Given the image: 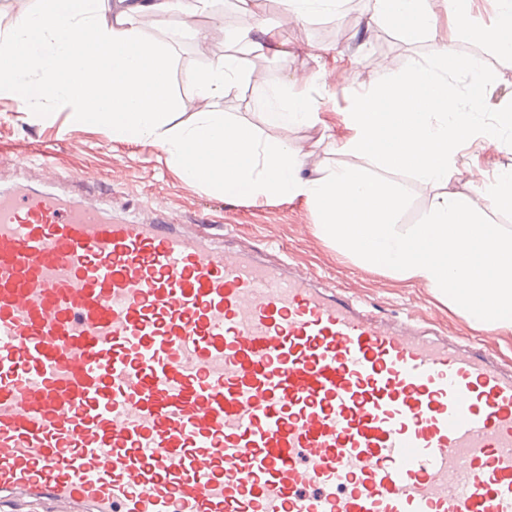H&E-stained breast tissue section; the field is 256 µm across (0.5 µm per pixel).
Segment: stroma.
Returning a JSON list of instances; mask_svg holds the SVG:
<instances>
[{
	"instance_id": "obj_1",
	"label": "stroma",
	"mask_w": 512,
	"mask_h": 512,
	"mask_svg": "<svg viewBox=\"0 0 512 512\" xmlns=\"http://www.w3.org/2000/svg\"><path fill=\"white\" fill-rule=\"evenodd\" d=\"M366 10L365 0H342L336 14L298 20L284 11L277 0H268L266 5V20L276 26L288 45L311 44L314 53L322 55L326 63L318 83L310 85L308 92L320 102L332 127L328 137H320L317 130L307 127H264L243 86L218 104L231 118L253 125L262 135L308 150L304 177L321 176L343 162L339 151L346 135L342 114L355 105L357 92L376 80L370 59L384 60L393 69L402 70L415 62H437L445 53L471 58L486 67L489 80L471 95L465 91L467 80L462 71H449V82L462 91L461 106L477 110L479 119L488 124L495 122L502 105L512 102V59L497 56L478 41L454 37L446 28L413 42L405 41L397 30L389 28L382 42L368 41L361 45L359 53L349 52L350 41L356 40L359 33L372 31L371 25L360 22ZM181 25V17L174 14L167 17L164 28L148 27L145 36L151 41L162 40L166 28L181 29L182 36L174 43L171 54L169 91L174 97L185 99L193 91L189 75L207 69L223 55L224 46L195 38ZM244 65L263 71L274 95L284 89L287 79L315 67L312 59L291 52L269 60L253 57ZM70 112V107H55L42 101L26 106L0 94V186L8 188L22 179L13 169L20 158L40 161L38 175L27 180L37 189L50 188L59 167L93 172L95 193L101 194L116 215L150 218V199L163 198L171 223L179 224L190 217L219 221L230 246L254 250L271 261L281 258L298 265L314 274L320 283L336 285L385 319L397 322L410 315L426 318L438 335L477 343L500 363L512 365V331L473 329L423 284L363 268L320 236L315 207L306 199L254 201L214 195L204 185L186 181L168 162L161 147L113 139L109 129L74 122ZM464 152L468 167L449 181L447 192L471 198L475 195L471 167H479L490 177L498 170L512 169V134L495 142L474 140L466 144ZM390 179L406 196L398 224L407 228L420 223L434 201L436 189L408 171L391 174Z\"/></svg>"
}]
</instances>
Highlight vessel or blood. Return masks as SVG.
Segmentation results:
<instances>
[{"mask_svg":"<svg viewBox=\"0 0 512 512\" xmlns=\"http://www.w3.org/2000/svg\"><path fill=\"white\" fill-rule=\"evenodd\" d=\"M0 190V499L512 512V370L207 225Z\"/></svg>","mask_w":512,"mask_h":512,"instance_id":"b4317fda","label":"vessel or blood"}]
</instances>
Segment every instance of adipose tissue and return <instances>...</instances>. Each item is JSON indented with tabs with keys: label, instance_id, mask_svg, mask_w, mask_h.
Instances as JSON below:
<instances>
[{
	"label": "adipose tissue",
	"instance_id": "ef3b65f1",
	"mask_svg": "<svg viewBox=\"0 0 512 512\" xmlns=\"http://www.w3.org/2000/svg\"><path fill=\"white\" fill-rule=\"evenodd\" d=\"M223 0H133L117 9L114 0H38L37 10L20 14L0 37V91L28 99L75 105L74 121L104 126L113 138L160 146L189 181L227 197H303L318 215L321 236L365 268H381L401 281H417L478 330L512 328V235L505 236L481 219L483 207L512 210V170L494 183L474 181L476 198L445 194L458 172L460 145L472 134L494 139L512 129V104L502 108L497 128L482 129L472 111L459 105L448 82V64L418 63L383 76L360 94L357 107L344 115L347 134L341 149L347 164L307 179L301 171L308 156L303 148L268 139L250 125L213 110L215 99L241 84L261 88L259 72L244 69L227 52L208 69L192 74V127L170 131L168 117L182 102L169 93L170 49L147 40L142 20L160 21L178 12L187 21L205 16L206 38L225 37ZM369 19L396 27L409 41L437 34L433 0H368ZM456 27L472 39L512 55V0H496L495 19L473 18L469 0H450ZM251 18L234 38L259 56L279 39L263 16L264 0H236ZM92 29L94 40L75 46L74 37ZM40 72L31 83L32 72ZM267 127H312L329 131L317 100L302 91L282 92L262 113ZM377 167L369 173L357 158ZM413 172L439 188L432 210L421 223L399 229L395 218L405 206L403 193L385 175Z\"/></svg>",
	"mask_w": 512,
	"mask_h": 512
}]
</instances>
